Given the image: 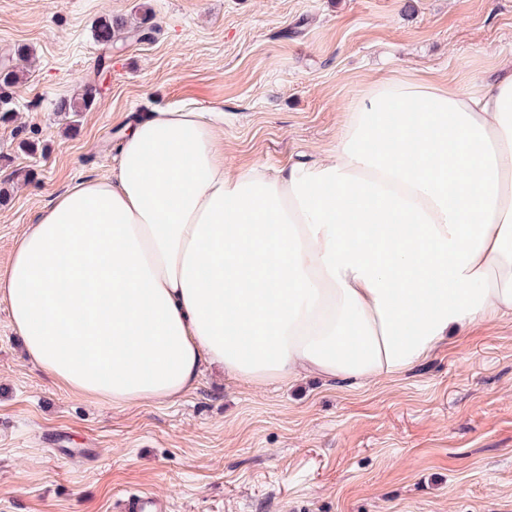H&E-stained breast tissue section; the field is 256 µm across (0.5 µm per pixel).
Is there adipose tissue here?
<instances>
[{"label":"adipose tissue","mask_w":512,"mask_h":512,"mask_svg":"<svg viewBox=\"0 0 512 512\" xmlns=\"http://www.w3.org/2000/svg\"><path fill=\"white\" fill-rule=\"evenodd\" d=\"M219 112L128 121L115 177L43 204L0 271L28 359L125 409L253 385L368 387L512 318V58L479 92L369 79L335 147L231 168Z\"/></svg>","instance_id":"1"}]
</instances>
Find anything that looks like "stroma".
Segmentation results:
<instances>
[{
	"mask_svg": "<svg viewBox=\"0 0 512 512\" xmlns=\"http://www.w3.org/2000/svg\"><path fill=\"white\" fill-rule=\"evenodd\" d=\"M112 17L140 33L106 47ZM512 56V0H0L23 79L0 121V270L39 207L117 166L131 117L220 112L230 166L330 151L367 77L467 91ZM96 95L89 111L61 100ZM512 512V322L452 337L369 388L253 386L206 369L163 404L73 396L24 356L0 304V512ZM167 502L148 492H139L128 496L120 512H167Z\"/></svg>",
	"mask_w": 512,
	"mask_h": 512,
	"instance_id": "obj_1",
	"label": "stroma"
}]
</instances>
